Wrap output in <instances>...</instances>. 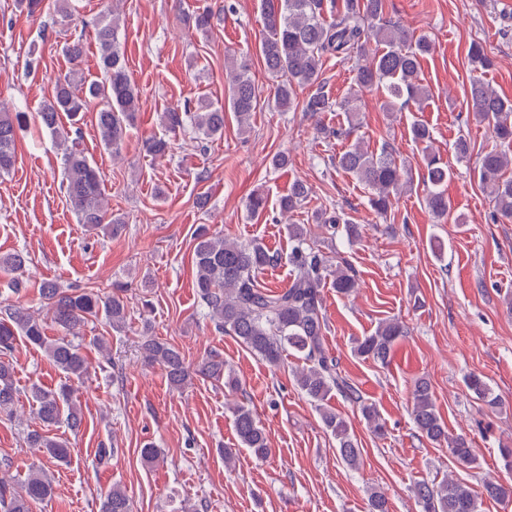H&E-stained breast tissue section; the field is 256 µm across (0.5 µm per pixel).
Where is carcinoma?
<instances>
[{
    "label": "carcinoma",
    "instance_id": "1",
    "mask_svg": "<svg viewBox=\"0 0 512 512\" xmlns=\"http://www.w3.org/2000/svg\"><path fill=\"white\" fill-rule=\"evenodd\" d=\"M336 6V17L326 21L327 4ZM265 34L259 53L266 72L277 79L275 104L287 111L292 107L294 89L303 85H323V59L327 56L342 61L358 58L363 63L355 69L354 87L344 100L333 103L323 91L312 95L305 111L315 116L339 109L347 114L349 128L357 125L359 93L377 87L384 92L382 107L387 112H400L411 104L421 105L429 94L420 83L421 59L431 50L428 37H414L402 25L384 18L385 0H260ZM98 45L97 66L101 78L88 82L78 75L76 67L85 54L82 36L65 42L63 54L73 69L56 81L54 93L41 106L40 125L62 146L63 178L70 206L78 223L88 231L113 229L118 219L107 218L105 194L97 165L81 148L80 137L64 134L60 118L69 117L71 125L80 121L89 104L97 102L95 125L104 147L118 153L127 130L136 121L139 90L132 83L125 54L119 40V23L115 15H105L92 22ZM470 66L469 96L475 120L488 126L499 147L479 159V182L490 188L497 216L512 222V99L500 96L482 74L492 65L484 47L472 43L467 53ZM257 106L255 83L249 66L242 61L230 75L227 105H201L172 108L162 113L165 134L151 136L144 142L146 152L162 157L171 149V138L190 128L198 138L212 139L224 133V109L234 112L241 129H246ZM26 120L24 112L0 113V176L9 174L16 162L17 131ZM337 167L354 176L369 193L368 203L379 216L387 214L392 196L400 188L403 167L392 149L384 145L369 151L360 143L348 146L336 160ZM449 170L445 162L428 154L424 182L427 189L423 202L428 211L441 221L448 217L450 202L444 185ZM310 188L303 182L292 185L280 200L284 213L299 208ZM320 223L334 228L345 225L347 238L357 239L358 228L337 213L320 216ZM302 224L288 225L293 242L288 257L294 276L288 287L277 291L264 288L258 276L278 262V256L263 245L243 243L216 237L201 226L194 232V287L207 315L225 334L236 338L265 363L277 366L288 351L303 361L295 381L301 392L319 410L326 431L336 439L342 464L356 470L362 463L358 440L347 420L337 413L329 401L338 393L356 405L367 427L382 434L385 422L376 406L366 402L357 390L339 377L336 360L325 347L326 321L323 313V288L327 277L333 278L336 293L349 294L356 279L349 264L331 266L328 256L311 245ZM27 257L21 252L0 256V267L21 272ZM41 303L46 316L41 317L18 304L8 305L0 317V413L13 415L18 399L14 365L10 353L18 339L43 350L63 374L64 383L57 388L32 384L29 400L44 426L65 424L77 431L83 424L77 404V385L88 373L87 358L72 336L90 321L105 318L110 327L120 330L127 321V297L121 285L106 295L92 289L63 288L53 280L40 287ZM63 330L62 336L47 335V326ZM405 325L391 319L379 323L375 331L357 341L358 356L381 365L389 363L399 339L406 335ZM146 362L165 372L170 386L179 388L191 374L184 355L169 343L148 337L141 346ZM227 364L218 352L208 354L196 372L206 378L224 379ZM467 389L476 399L491 408L502 404L484 376L469 374ZM233 426L240 444L254 456L265 459L271 453L264 429L253 411L245 405L232 408ZM411 416L419 436L432 443H448V452L464 466L473 467L477 458L467 438L448 437L447 425L439 413L432 386L425 378L415 380L412 389ZM29 448H36L46 465L31 470L21 491L0 480V509L3 512H31V505L51 499L55 486L49 467L70 462L71 448L65 439L51 437L39 430L25 435ZM415 495L423 512H481L483 500L512 501V484L489 480L476 493L466 482L446 478L440 482H419ZM101 512H131L126 491L114 485L101 503Z\"/></svg>",
    "mask_w": 512,
    "mask_h": 512
}]
</instances>
